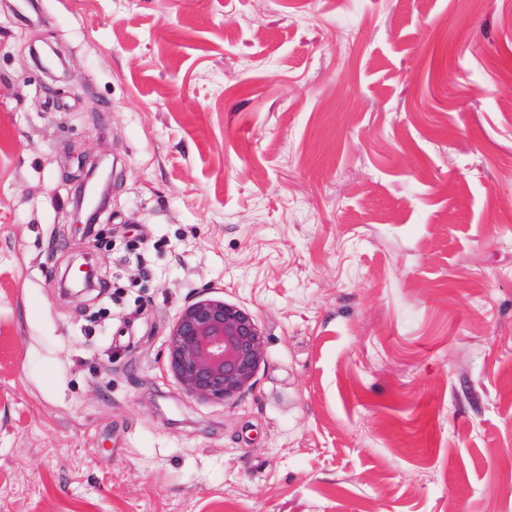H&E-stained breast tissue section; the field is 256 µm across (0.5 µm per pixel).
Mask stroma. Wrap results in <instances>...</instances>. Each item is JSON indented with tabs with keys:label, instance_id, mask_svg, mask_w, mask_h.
<instances>
[{
	"label": "stroma",
	"instance_id": "1",
	"mask_svg": "<svg viewBox=\"0 0 512 512\" xmlns=\"http://www.w3.org/2000/svg\"><path fill=\"white\" fill-rule=\"evenodd\" d=\"M508 213L512 0H0V512H512ZM205 292L266 338L223 404ZM112 182V171L100 169L90 173L87 171L77 191V202L86 216L87 224L98 221L109 197ZM265 347L263 331L248 310L201 294L181 308L164 352L167 369L185 395L226 402L253 385Z\"/></svg>",
	"mask_w": 512,
	"mask_h": 512
}]
</instances>
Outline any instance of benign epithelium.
<instances>
[{
  "mask_svg": "<svg viewBox=\"0 0 512 512\" xmlns=\"http://www.w3.org/2000/svg\"><path fill=\"white\" fill-rule=\"evenodd\" d=\"M112 172L86 173L77 202L86 223L98 221ZM167 369L180 390L203 401L226 402L249 389L265 357V336L246 309L203 294L180 310L165 340Z\"/></svg>",
  "mask_w": 512,
  "mask_h": 512,
  "instance_id": "1",
  "label": "benign epithelium"
}]
</instances>
